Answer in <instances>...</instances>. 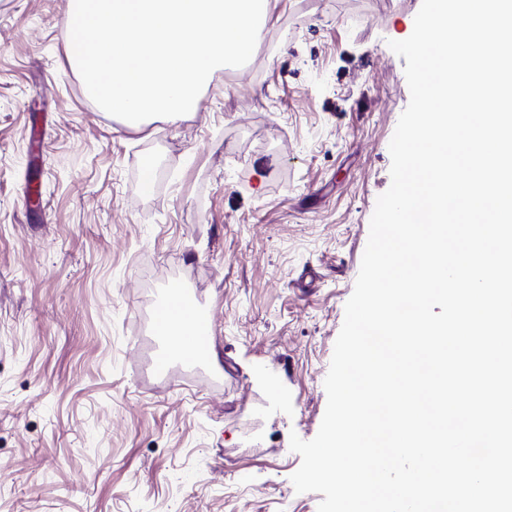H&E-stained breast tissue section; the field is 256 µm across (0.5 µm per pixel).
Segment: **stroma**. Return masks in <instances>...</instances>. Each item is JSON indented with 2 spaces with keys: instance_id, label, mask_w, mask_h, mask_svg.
<instances>
[{
  "instance_id": "stroma-1",
  "label": "stroma",
  "mask_w": 512,
  "mask_h": 512,
  "mask_svg": "<svg viewBox=\"0 0 512 512\" xmlns=\"http://www.w3.org/2000/svg\"><path fill=\"white\" fill-rule=\"evenodd\" d=\"M421 4L279 0L198 111L135 129L88 101L68 0H0V512H318L290 437L323 419ZM175 279L213 356L161 383Z\"/></svg>"
}]
</instances>
